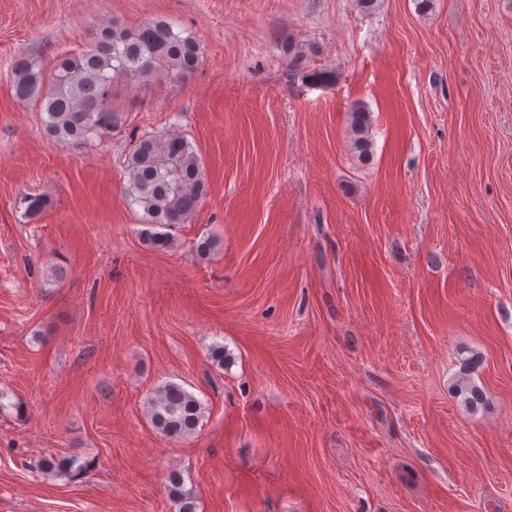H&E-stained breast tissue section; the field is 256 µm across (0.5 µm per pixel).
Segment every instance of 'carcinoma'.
Returning a JSON list of instances; mask_svg holds the SVG:
<instances>
[{
	"label": "carcinoma",
	"mask_w": 512,
	"mask_h": 512,
	"mask_svg": "<svg viewBox=\"0 0 512 512\" xmlns=\"http://www.w3.org/2000/svg\"><path fill=\"white\" fill-rule=\"evenodd\" d=\"M283 50L295 71L309 67L318 53L314 44L292 40L283 43ZM203 58L201 40L172 22L146 21L129 28L112 20L98 26L88 49L56 55L49 73L35 59L16 61L12 88L18 101H34L46 114L42 125L49 142L82 147L118 122V109L112 106L117 83L179 82L194 73ZM349 116L351 144L367 155L372 148L370 112L355 104ZM125 175V196L138 209L141 223L163 228L147 232L149 242L159 246L169 243L166 229L191 221L207 191L201 157L187 138L177 134H143L129 152ZM474 366L475 360H462L457 387L469 407L483 401L481 390L470 380ZM147 405L154 427L172 439L194 434L206 412L201 399L175 382L157 387ZM73 466L74 462L59 461L52 454L40 462L45 473H66ZM169 483L178 512H195L194 498L182 490L180 476L172 474Z\"/></svg>",
	"instance_id": "1"
}]
</instances>
